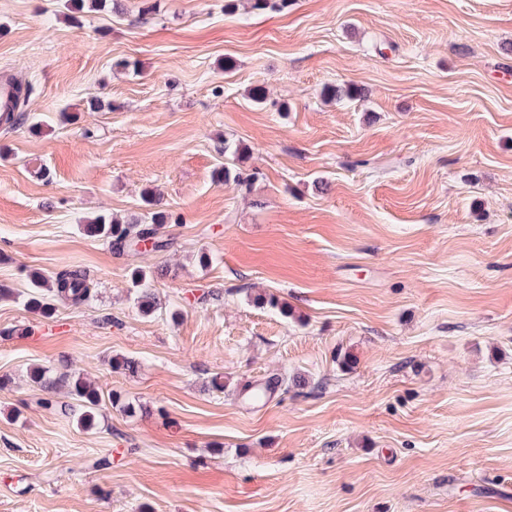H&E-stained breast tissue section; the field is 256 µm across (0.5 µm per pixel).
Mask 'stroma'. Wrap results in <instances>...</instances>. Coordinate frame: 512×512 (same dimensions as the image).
Masks as SVG:
<instances>
[{
    "label": "stroma",
    "mask_w": 512,
    "mask_h": 512,
    "mask_svg": "<svg viewBox=\"0 0 512 512\" xmlns=\"http://www.w3.org/2000/svg\"><path fill=\"white\" fill-rule=\"evenodd\" d=\"M122 4L0 0V512H512V0ZM149 191L167 249L85 232ZM65 266L93 300L31 313ZM45 367L143 410L84 430ZM282 382V378L272 376L260 383L245 384L242 390L244 400L252 404L267 401Z\"/></svg>",
    "instance_id": "stroma-1"
}]
</instances>
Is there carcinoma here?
Here are the masks:
<instances>
[{
    "label": "carcinoma",
    "mask_w": 512,
    "mask_h": 512,
    "mask_svg": "<svg viewBox=\"0 0 512 512\" xmlns=\"http://www.w3.org/2000/svg\"><path fill=\"white\" fill-rule=\"evenodd\" d=\"M167 222L168 215L163 211L150 213L149 221L144 223H128L99 216L86 224L85 230L93 236L107 239L118 252L135 253V245L142 239L153 240L156 250L165 248L167 241L163 239V228ZM30 282L31 290L26 299V307L43 317L52 315L54 300L81 305L93 297L92 285L86 273L79 269L63 268L52 279L35 273L31 275ZM31 377L48 392L55 391L60 385H67L71 401L58 405V409L62 414L76 418L78 425L86 430L94 428L96 424L102 395H108L113 405L124 410L128 408V405L121 403L120 395L112 391L104 393L80 375L66 372L54 377L49 371L36 368L31 372ZM282 382L283 379L272 376L260 383H248L242 390L244 400L252 404L262 403L270 398Z\"/></svg>",
    "instance_id": "1"
}]
</instances>
